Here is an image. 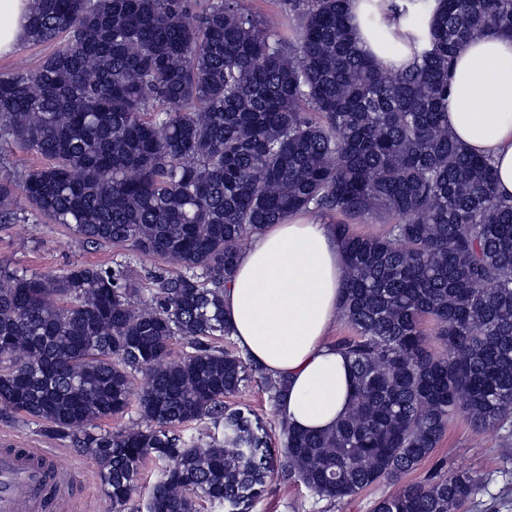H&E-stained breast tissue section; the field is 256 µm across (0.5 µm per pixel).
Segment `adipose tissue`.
<instances>
[{
    "label": "adipose tissue",
    "mask_w": 512,
    "mask_h": 512,
    "mask_svg": "<svg viewBox=\"0 0 512 512\" xmlns=\"http://www.w3.org/2000/svg\"><path fill=\"white\" fill-rule=\"evenodd\" d=\"M431 19L439 0H349L357 48L378 68L397 72L421 50L403 5ZM33 0H0V55L27 38ZM448 128L468 151L487 156L496 191L512 196V36H483L455 56L448 75ZM345 259L334 227L300 213L255 234L224 286V315L252 361L284 380L291 428L330 429L349 410L351 366L327 340L340 315Z\"/></svg>",
    "instance_id": "1"
}]
</instances>
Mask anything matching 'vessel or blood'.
I'll return each mask as SVG.
<instances>
[{
	"mask_svg": "<svg viewBox=\"0 0 512 512\" xmlns=\"http://www.w3.org/2000/svg\"><path fill=\"white\" fill-rule=\"evenodd\" d=\"M69 497L54 454L41 448L0 449V512H55Z\"/></svg>",
	"mask_w": 512,
	"mask_h": 512,
	"instance_id": "b4317fda",
	"label": "vessel or blood"
}]
</instances>
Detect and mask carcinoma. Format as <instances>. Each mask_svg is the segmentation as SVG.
I'll return each instance as SVG.
<instances>
[{
	"label": "carcinoma",
	"mask_w": 512,
	"mask_h": 512,
	"mask_svg": "<svg viewBox=\"0 0 512 512\" xmlns=\"http://www.w3.org/2000/svg\"><path fill=\"white\" fill-rule=\"evenodd\" d=\"M440 3L426 23L405 12L430 48L392 73L356 48L347 0H283L289 37L244 0H33L28 40L59 47L0 73V145L48 164L0 162V223L28 222L20 192L82 241L177 271L137 305L120 267H0V414L87 449L116 504L158 463L147 512H197L200 500L246 512L277 465L342 500L401 480L455 415L477 429L511 423L512 196L450 133L445 96L468 42L512 34V0ZM300 211L391 222L380 237L335 225L352 405L326 431L282 425L276 449L250 409L225 402L247 362L207 339L230 335L224 283L243 241ZM176 336L191 351L173 359ZM133 400L145 426L101 429ZM202 419L221 435L178 432ZM481 486L459 465L374 512H471Z\"/></svg>",
	"instance_id": "1"
}]
</instances>
